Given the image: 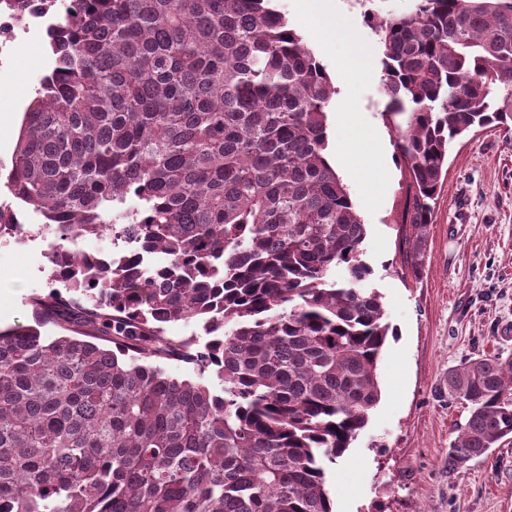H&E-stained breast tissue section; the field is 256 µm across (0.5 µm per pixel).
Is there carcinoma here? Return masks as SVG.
<instances>
[{"label": "carcinoma", "mask_w": 512, "mask_h": 512, "mask_svg": "<svg viewBox=\"0 0 512 512\" xmlns=\"http://www.w3.org/2000/svg\"><path fill=\"white\" fill-rule=\"evenodd\" d=\"M366 20L419 238L452 145L512 122V0ZM48 45L6 186L55 232L67 295L0 329V512H333L326 464L396 331L326 157L332 79L277 0H72ZM106 231L132 254L70 256ZM191 319L205 341L167 335ZM181 359L198 379L161 367ZM448 396V468L512 437V359L448 370Z\"/></svg>", "instance_id": "1"}]
</instances>
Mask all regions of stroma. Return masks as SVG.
Returning <instances> with one entry per match:
<instances>
[{
	"mask_svg": "<svg viewBox=\"0 0 512 512\" xmlns=\"http://www.w3.org/2000/svg\"><path fill=\"white\" fill-rule=\"evenodd\" d=\"M281 10L340 85L328 112L329 148L367 226L369 286L383 294L390 337L378 363L381 400L351 448L327 464L335 512H512V439L488 458L448 467V448L467 412L448 397V371L482 354L512 358V124L480 128L457 142L423 237L401 223L406 197L379 74L362 77L329 42L301 0ZM41 31L13 52L14 76L0 83V167L10 168L33 85L50 68ZM28 242L0 239V327L34 324L30 299L48 293L51 237L40 218L19 213ZM419 241L423 264L404 252Z\"/></svg>",
	"mask_w": 512,
	"mask_h": 512,
	"instance_id": "1",
	"label": "stroma"
}]
</instances>
